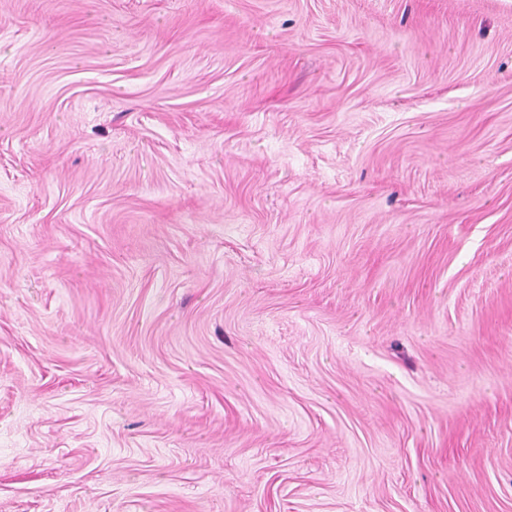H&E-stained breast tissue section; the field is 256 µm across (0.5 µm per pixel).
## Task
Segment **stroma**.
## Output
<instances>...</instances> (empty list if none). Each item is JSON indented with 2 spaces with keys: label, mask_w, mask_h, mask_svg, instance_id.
<instances>
[{
  "label": "stroma",
  "mask_w": 512,
  "mask_h": 512,
  "mask_svg": "<svg viewBox=\"0 0 512 512\" xmlns=\"http://www.w3.org/2000/svg\"><path fill=\"white\" fill-rule=\"evenodd\" d=\"M0 512H512V0H0Z\"/></svg>",
  "instance_id": "35a3bbf8"
}]
</instances>
